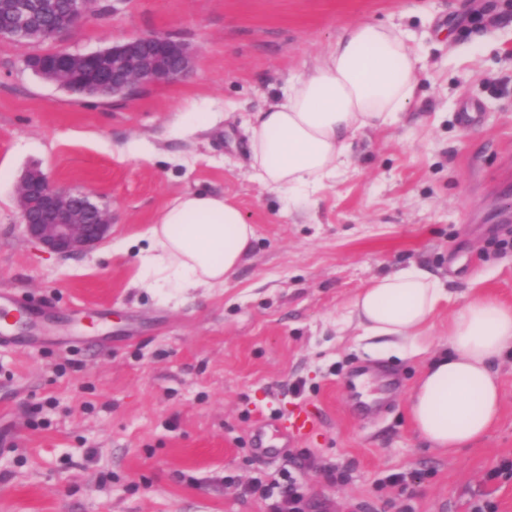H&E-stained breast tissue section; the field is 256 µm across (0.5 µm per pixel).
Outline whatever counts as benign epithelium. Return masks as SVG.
<instances>
[{
    "mask_svg": "<svg viewBox=\"0 0 512 512\" xmlns=\"http://www.w3.org/2000/svg\"><path fill=\"white\" fill-rule=\"evenodd\" d=\"M5 3L13 23L0 30L1 38H26L32 18L40 14L48 19L42 29L43 39L54 40L92 15L96 0H69L64 11L51 0H0V7ZM27 66L69 91L78 83L84 93L110 87L112 95L128 96L153 84L188 76L193 56L185 43L166 34H150L91 54L57 50L33 55ZM18 198L25 235L59 256L93 248L104 240L112 225L109 211L93 204L86 195L54 183L37 168L21 178Z\"/></svg>",
    "mask_w": 512,
    "mask_h": 512,
    "instance_id": "1",
    "label": "benign epithelium"
}]
</instances>
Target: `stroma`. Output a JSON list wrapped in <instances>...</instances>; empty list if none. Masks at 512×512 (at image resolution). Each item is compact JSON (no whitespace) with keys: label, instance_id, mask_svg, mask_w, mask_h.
<instances>
[{"label":"stroma","instance_id":"1","mask_svg":"<svg viewBox=\"0 0 512 512\" xmlns=\"http://www.w3.org/2000/svg\"><path fill=\"white\" fill-rule=\"evenodd\" d=\"M101 4L63 40L0 43V292L47 311L39 342L0 347V439L17 441L0 451V512H270L290 479L305 512H512L511 355L494 365L501 417L473 448H429L408 417L459 306L512 304V0ZM360 21L413 34L416 98L287 205L250 175L252 118ZM152 33L189 45L193 69L132 97L74 95L26 65ZM32 167L108 209L106 240L39 251L18 207ZM187 191L229 197L256 237L230 283L168 301L131 287L133 241ZM411 264L449 297L416 346L379 352L351 301ZM299 415L312 426L293 440ZM262 416L273 456L252 446Z\"/></svg>","mask_w":512,"mask_h":512}]
</instances>
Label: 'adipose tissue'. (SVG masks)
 I'll return each mask as SVG.
<instances>
[{"mask_svg": "<svg viewBox=\"0 0 512 512\" xmlns=\"http://www.w3.org/2000/svg\"><path fill=\"white\" fill-rule=\"evenodd\" d=\"M422 60L407 32L362 21L323 49L311 73L291 80L282 100L250 130L252 177L291 200L318 192L349 165L361 131L395 123L419 86ZM256 236L230 199L208 192L172 198L144 233L138 282L173 296L233 279ZM448 297L440 281L409 266L374 278L351 314L366 338L401 349L423 335ZM512 353V306L475 296L451 317L447 349L411 390L408 411L431 447L456 454L486 438L504 393L493 361Z\"/></svg>", "mask_w": 512, "mask_h": 512, "instance_id": "obj_1", "label": "adipose tissue"}]
</instances>
